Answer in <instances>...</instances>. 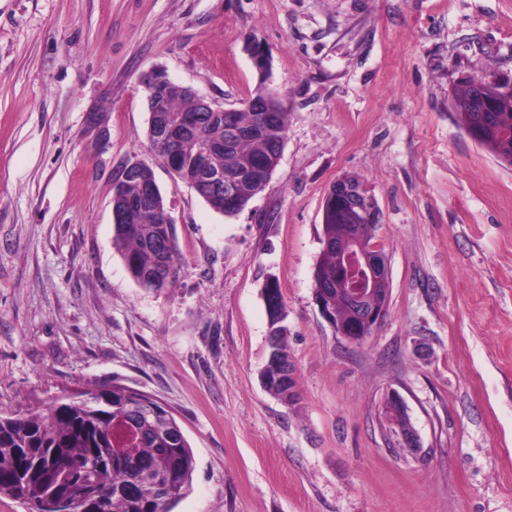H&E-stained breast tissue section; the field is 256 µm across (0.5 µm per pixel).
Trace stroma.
<instances>
[{
	"label": "stroma",
	"instance_id": "obj_1",
	"mask_svg": "<svg viewBox=\"0 0 512 512\" xmlns=\"http://www.w3.org/2000/svg\"><path fill=\"white\" fill-rule=\"evenodd\" d=\"M283 96L280 162L239 214L155 164L139 82L215 105ZM512 77V0H0V415L112 383L169 410L194 456L175 512H512V165L462 128V81ZM174 221L175 288L112 243L127 162ZM381 213L390 297L360 344L314 295L326 194ZM276 278L297 400L261 381ZM405 402L420 447L390 432ZM338 193L344 195L355 194L358 196L359 199L355 208L365 217L366 224H374L376 228L378 227L380 224V209L377 201L360 180L356 182L352 176H342L338 178L329 191L331 200H333ZM356 196H354L353 199H355ZM383 409L386 421L395 428L394 432L398 433L406 448H418L416 434L408 422L401 397L397 393H391L386 398Z\"/></svg>",
	"mask_w": 512,
	"mask_h": 512
}]
</instances>
